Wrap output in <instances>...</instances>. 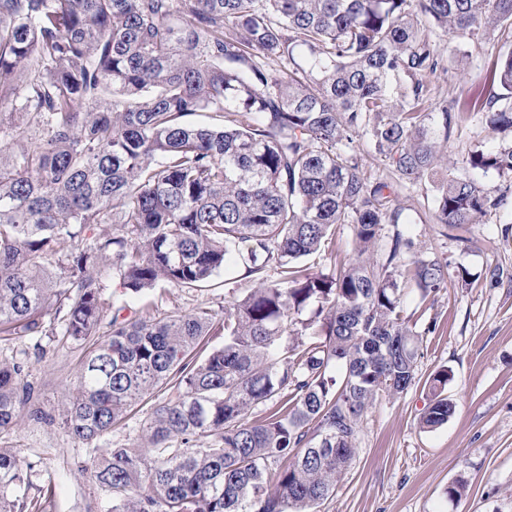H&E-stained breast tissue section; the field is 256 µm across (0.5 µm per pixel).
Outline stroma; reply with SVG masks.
Returning <instances> with one entry per match:
<instances>
[{
  "mask_svg": "<svg viewBox=\"0 0 512 512\" xmlns=\"http://www.w3.org/2000/svg\"><path fill=\"white\" fill-rule=\"evenodd\" d=\"M433 38L443 55L442 68L427 78L433 103L481 92L479 75L496 63L499 44L461 50L442 32ZM501 139L479 113H464L448 141L449 168L463 171L471 151ZM432 198L425 180L394 195L407 231L448 262L446 286L434 303H421L414 286L404 290L403 308L423 331L416 379L399 397H379L364 414L355 458L319 512H512V203L480 223L448 230L436 224ZM254 285L239 261L199 287L163 283L143 295L126 292L112 273L102 302L112 311L157 319L201 306L220 317ZM83 358L82 347L58 336L0 335V362L22 363L41 407L51 412L61 393L74 388ZM442 367L452 372L446 393L455 412L426 431L420 427L430 399L426 380ZM0 448L32 464L33 483L48 490L41 512H111V500L81 467L82 444L62 426L20 412L13 429L0 434ZM459 478L467 491L448 500L446 489Z\"/></svg>",
  "mask_w": 512,
  "mask_h": 512,
  "instance_id": "1",
  "label": "stroma"
}]
</instances>
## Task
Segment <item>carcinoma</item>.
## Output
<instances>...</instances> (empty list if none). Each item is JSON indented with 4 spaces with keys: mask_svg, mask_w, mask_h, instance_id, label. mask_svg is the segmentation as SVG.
Here are the masks:
<instances>
[{
    "mask_svg": "<svg viewBox=\"0 0 512 512\" xmlns=\"http://www.w3.org/2000/svg\"><path fill=\"white\" fill-rule=\"evenodd\" d=\"M434 28L507 44L512 0H0V333L58 323L89 347L56 417L21 364L0 363V433L26 407L89 448L159 390L142 446L85 459L112 512H316L363 415L416 378L405 285L424 301L448 275L351 148L364 136L401 181L434 177L467 111L430 103ZM487 80L479 111L512 133V47ZM202 112L216 123L191 121ZM21 127L31 136H4ZM468 165L501 185L437 181L448 229L512 196V140ZM342 224L355 258L310 273ZM238 258L257 285L220 322L101 303L112 271L133 293L194 288ZM450 377L431 375L422 428L452 416ZM31 471L0 448V512L36 508Z\"/></svg>",
    "mask_w": 512,
    "mask_h": 512,
    "instance_id": "cac0c4a2",
    "label": "carcinoma"
}]
</instances>
